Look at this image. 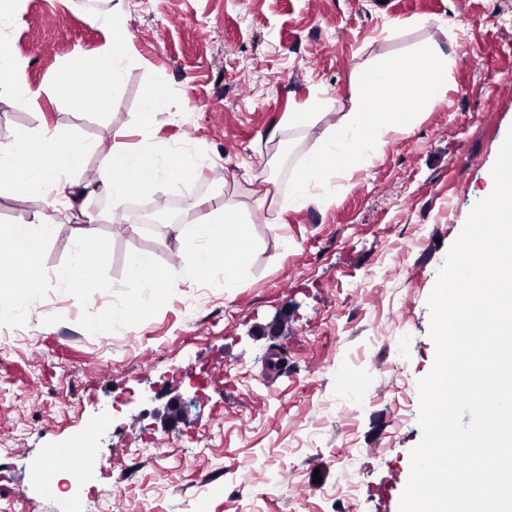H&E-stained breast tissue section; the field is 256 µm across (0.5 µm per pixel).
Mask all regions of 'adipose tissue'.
<instances>
[{"label":"adipose tissue","mask_w":512,"mask_h":512,"mask_svg":"<svg viewBox=\"0 0 512 512\" xmlns=\"http://www.w3.org/2000/svg\"><path fill=\"white\" fill-rule=\"evenodd\" d=\"M132 53L123 13L113 9L112 24L99 57L90 61L76 55L57 77V95L82 102L116 88ZM27 66L25 59L0 51V99L37 111L41 108V92L29 83ZM141 136L144 143L140 146L113 144L96 178L80 181L75 173L83 163L86 146L69 134L45 126L0 143V176L9 175L11 183L26 195L88 217L93 214L96 200L107 194L121 191L137 195L175 176L186 185H193L200 166L194 144L151 149L146 145L152 137L151 129L143 128ZM169 230L186 244L182 265L186 278L199 282L221 280L228 286L239 283L251 239L236 211L224 210L199 224H173ZM52 233V225L46 224L38 213L27 223L0 228V278L13 283L7 307L17 319H26L40 300L37 266L41 249ZM94 236V228L85 227L73 241L70 265L55 273L57 290L80 304L85 298L77 294V287L99 277L98 268L83 261ZM164 278L150 256H140L130 269L125 301L103 314L108 329L126 327L135 314L151 309L163 293Z\"/></svg>","instance_id":"1"}]
</instances>
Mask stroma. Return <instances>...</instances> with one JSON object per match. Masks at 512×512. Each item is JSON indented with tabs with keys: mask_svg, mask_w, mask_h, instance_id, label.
I'll return each mask as SVG.
<instances>
[{
	"mask_svg": "<svg viewBox=\"0 0 512 512\" xmlns=\"http://www.w3.org/2000/svg\"><path fill=\"white\" fill-rule=\"evenodd\" d=\"M116 6L133 44L121 85L82 104L50 96L75 53L98 55ZM425 43L454 58L445 98L371 165L337 175L333 200L265 223L244 167H266L287 196L329 124L292 129L288 113L317 96L347 112L366 65ZM0 47L46 91L38 112L0 101V142L56 127L89 145L83 181L143 126L159 147L193 142L192 188L176 178L145 201L187 192L197 217L244 213L254 243L237 287L194 282L182 242L133 228L113 197L87 250L107 260L82 293L112 305L142 255L168 279L150 311L111 332L54 287L81 217L0 183V226L35 212L53 226L40 303L23 321L0 309V503L381 512L377 489L393 478L397 512L421 438L418 381L435 359L428 299L512 129V0H24ZM277 356L286 371H272ZM82 442L94 478L46 496L51 452Z\"/></svg>",
	"mask_w": 512,
	"mask_h": 512,
	"instance_id": "1",
	"label": "stroma"
}]
</instances>
